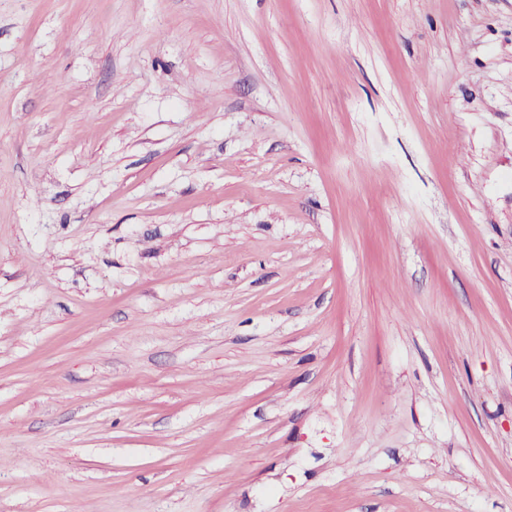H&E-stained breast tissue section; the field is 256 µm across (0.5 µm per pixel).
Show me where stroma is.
I'll return each instance as SVG.
<instances>
[{"mask_svg": "<svg viewBox=\"0 0 512 512\" xmlns=\"http://www.w3.org/2000/svg\"><path fill=\"white\" fill-rule=\"evenodd\" d=\"M0 512H512V0H0Z\"/></svg>", "mask_w": 512, "mask_h": 512, "instance_id": "obj_1", "label": "stroma"}]
</instances>
